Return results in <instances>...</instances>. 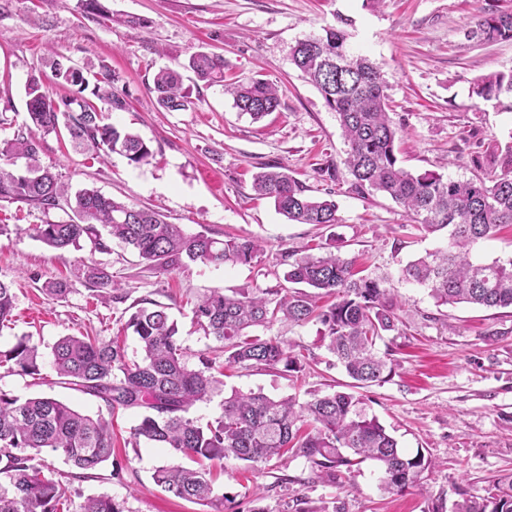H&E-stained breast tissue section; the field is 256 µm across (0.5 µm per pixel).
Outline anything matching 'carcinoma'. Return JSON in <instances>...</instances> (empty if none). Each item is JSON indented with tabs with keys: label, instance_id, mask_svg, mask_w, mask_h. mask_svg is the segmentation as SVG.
I'll return each instance as SVG.
<instances>
[{
	"label": "carcinoma",
	"instance_id": "obj_1",
	"mask_svg": "<svg viewBox=\"0 0 512 512\" xmlns=\"http://www.w3.org/2000/svg\"><path fill=\"white\" fill-rule=\"evenodd\" d=\"M309 35L290 47L291 62L322 95L336 119L347 146L344 167L351 188L359 194L377 192L403 207L419 230L442 233L447 247L427 252L401 270L402 279L428 290L439 305L469 304L485 308H512V257L490 263L475 261L471 249L480 240L512 225V145L498 142L471 156L480 174L453 179L435 171L413 173L400 165L395 142L400 128L390 117L387 82L369 58L352 52L343 26ZM482 42L512 41V13L489 11L477 17L466 32ZM224 56L209 52L190 55L185 68L209 85L224 87L234 106L257 120L279 106L278 91L264 79L248 83L226 79ZM55 78L76 88V95L53 99L33 76L25 85L29 124L11 139H0V203H20L49 215L70 210L66 220H46L27 228L51 248L108 253L118 241L132 247L146 266L158 274L186 270L193 263L249 264L265 250L251 237L216 239L204 232L187 233L164 216L83 188L69 195V185L40 160L42 142L50 134L67 132L73 147L92 145L108 155L117 153L134 165L154 157L139 135L105 122L108 113L123 110L126 100L117 79L103 73L90 83L84 71L55 59ZM471 95L512 109V70L489 71L471 82ZM152 91L158 104L181 111L191 104L182 74L164 67L157 71ZM65 123H60L59 118ZM259 199L298 224L338 223L334 200L309 195V189L288 169L260 172L253 178ZM288 266L285 289L243 290L227 295L212 289L194 304L193 324L219 346L215 354L199 355V366L189 367L178 343V328L168 307L145 299L126 322L138 337L141 357L128 360L116 341L67 335L52 346V367L59 383L95 397L110 413L138 408L140 422L131 429L133 443L157 444L171 461L156 468L155 483L174 496L207 505L215 501L213 465L226 458L257 467L286 455L301 457L314 475L340 483L352 467L373 462L380 471V488L403 493L424 490L422 475L434 466L418 451L408 454L374 417L357 408L348 392L321 394L299 403L292 397L272 398L262 392L234 391L224 398L221 412L201 425L190 409L208 400L224 386L216 375L221 365L251 368L279 365L288 372L303 367L294 345L277 336L250 333L278 321L323 326L321 340L344 368L354 386L387 381L395 373L389 353L377 343L397 329V296L385 281L359 276L356 258L332 251L318 255L284 248ZM96 297L121 302V283L96 263L78 268ZM333 298L317 305L310 290ZM15 295L0 281V328L12 321ZM19 375L39 376L38 348L21 338L0 351V368ZM112 423L102 415L91 417L53 397L20 399L0 391V512H64L67 501L62 483L42 475L34 464L45 450L60 451L73 467L94 470L112 458ZM187 459L194 463L188 467ZM452 512H512V478L486 489V495L458 490ZM80 512H123L112 498L86 499Z\"/></svg>",
	"mask_w": 512,
	"mask_h": 512
}]
</instances>
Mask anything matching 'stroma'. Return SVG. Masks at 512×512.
<instances>
[{
  "label": "stroma",
  "instance_id": "obj_1",
  "mask_svg": "<svg viewBox=\"0 0 512 512\" xmlns=\"http://www.w3.org/2000/svg\"><path fill=\"white\" fill-rule=\"evenodd\" d=\"M108 16H86L77 0H0V138L13 137L28 121L24 87L39 74L45 91L58 99L71 90L54 77L51 62L67 60L96 72L112 71L126 94L125 109L110 113L111 123L138 133L155 152L151 163L134 166L121 155L96 158L73 151L68 142L46 136L41 158L55 166L72 188L93 186L103 194L164 214L190 233L221 239H261L266 252L249 264L197 263L160 275L141 264L121 244L111 252L54 250L29 236L42 223L39 211L0 205V281L16 295L14 322L0 329V351L20 338L42 355L44 385L32 377L0 370V390L27 398L55 397L90 415L106 413L95 398L56 383L51 348L65 335L110 340L137 301L168 306L190 366L209 352L213 340L196 332L191 300L212 288L226 291L275 289L285 284L282 248L336 247L358 258L366 275L384 277L400 308L398 328L380 341L395 362L392 377L355 389L361 409L373 416L409 453L423 452L434 466L424 474L425 491L388 494L379 488L372 462L354 467L349 480L334 485L317 479L297 458L244 471L229 458L214 466L211 505L192 503L157 486L152 474L168 462L165 449L130 443L140 419L136 408L114 416L112 459L77 476L62 453L38 458L46 476L67 488L69 512H79L91 496H108L123 512H430L451 506L456 488L483 494L494 481L512 477V309L465 304L439 306L427 290L404 281L401 270L415 256L444 247L445 237L423 236L390 198L352 191L343 160L346 145L335 112L289 59L296 40L346 19L350 46L378 64L388 84L394 122L402 127L398 156L415 172L436 171L467 179L474 152L490 141L512 142V111L470 94L477 76L512 70V41L477 44L465 32L484 9L511 13L512 0H105ZM197 51L223 54L230 74L260 77L274 84L280 104L261 120L238 112L222 87L184 72L191 105L170 112L152 93L163 66L177 67ZM275 166L308 186L331 194L338 223L295 224L252 189L256 173ZM335 168L328 176L327 168ZM93 261L122 282L123 302L91 297L76 269ZM65 278L69 293L49 299L42 287ZM321 326L277 323L258 335L283 336L306 357L301 371L283 368L224 369V387L190 411L199 423L213 420L232 391L263 392L305 401L310 391L346 390L350 379L320 341Z\"/></svg>",
  "mask_w": 512,
  "mask_h": 512
}]
</instances>
